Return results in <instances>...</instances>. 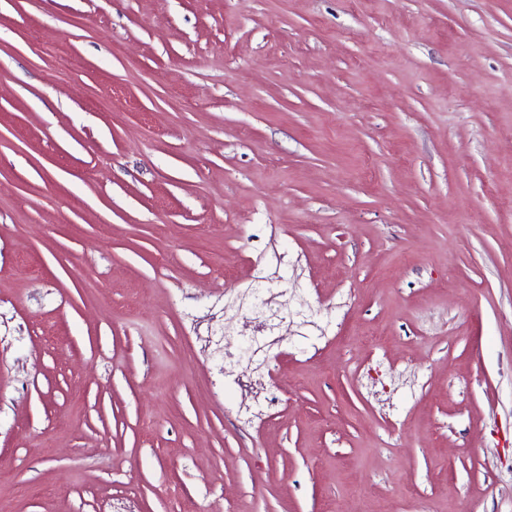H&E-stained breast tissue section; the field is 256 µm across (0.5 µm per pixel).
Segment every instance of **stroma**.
<instances>
[{"instance_id": "stroma-1", "label": "stroma", "mask_w": 512, "mask_h": 512, "mask_svg": "<svg viewBox=\"0 0 512 512\" xmlns=\"http://www.w3.org/2000/svg\"><path fill=\"white\" fill-rule=\"evenodd\" d=\"M219 504L512 512V0H0V512Z\"/></svg>"}]
</instances>
